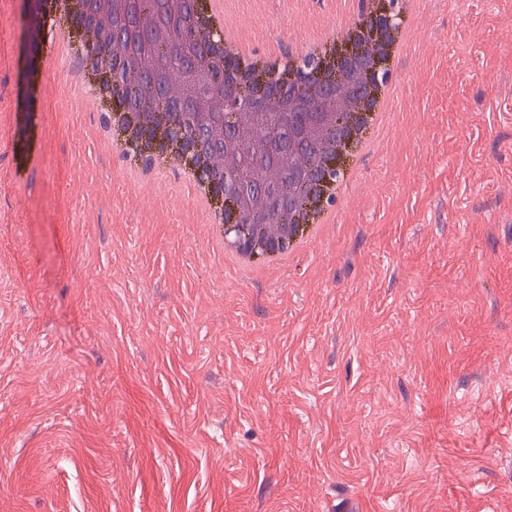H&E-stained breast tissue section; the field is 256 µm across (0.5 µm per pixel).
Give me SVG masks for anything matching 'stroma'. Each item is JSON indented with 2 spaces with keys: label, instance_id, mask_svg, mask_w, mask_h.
<instances>
[{
  "label": "stroma",
  "instance_id": "1",
  "mask_svg": "<svg viewBox=\"0 0 512 512\" xmlns=\"http://www.w3.org/2000/svg\"><path fill=\"white\" fill-rule=\"evenodd\" d=\"M0 0V512H512V0H422L335 224L240 281ZM359 0H224L278 46Z\"/></svg>",
  "mask_w": 512,
  "mask_h": 512
}]
</instances>
